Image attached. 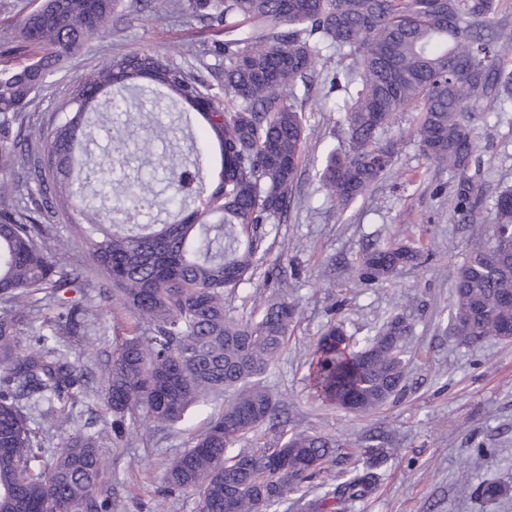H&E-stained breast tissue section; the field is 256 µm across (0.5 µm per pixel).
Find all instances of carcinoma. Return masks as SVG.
<instances>
[{
	"label": "carcinoma",
	"mask_w": 512,
	"mask_h": 512,
	"mask_svg": "<svg viewBox=\"0 0 512 512\" xmlns=\"http://www.w3.org/2000/svg\"><path fill=\"white\" fill-rule=\"evenodd\" d=\"M500 0H37L0 42V512H113L114 489L104 483L103 449L119 448L134 431L181 429L187 446L169 463L164 492L197 494L200 512H271L336 457V438L279 429L282 400L262 383L288 343L296 306L276 297L245 316L231 302L246 277L264 265L267 227L298 207L296 184L308 135V81L325 51L340 53L329 92L343 91L341 125L348 150H330L315 176L328 197L348 204L390 169L392 147L381 137L395 113L421 112L416 138L441 170H466L476 149V106L501 112L512 104V22ZM156 20L185 15L216 37L211 49L224 65L201 73L169 54L112 57L74 85L51 126L24 133V110L44 77L101 36L129 9ZM17 53L30 57L21 68ZM141 79L150 85L139 83ZM358 85L355 94L350 88ZM158 91L167 105L190 107L203 136L217 143L221 164L206 181L198 153L170 171L177 211L152 223L157 193L142 179L123 187L122 202L105 220L89 221L83 206L81 155L112 112L127 108L123 91ZM125 138L93 175L101 184L122 163ZM37 186L31 205L12 199L14 181ZM480 199L459 191L455 213L473 218ZM494 227L512 226V186L494 199ZM64 216L89 244L98 275L134 325L116 342L101 391L111 420L78 432L45 459L37 420L62 416L88 393L86 368L71 361L64 339L96 326L103 313L84 301L88 277L61 264L50 243V220ZM418 259L408 244L366 252L361 277L390 280ZM52 315L22 347L23 327ZM456 329L473 342L512 331V244L490 237L472 247L454 283ZM411 325L388 318L356 349L342 325L320 337L312 359V390L356 414L396 399L406 375ZM215 396L224 405L195 430L192 410ZM279 430L276 447L228 455L262 426ZM381 474L369 467L324 493L318 503L363 497ZM505 492L484 483L480 497Z\"/></svg>",
	"instance_id": "cac0c4a2"
}]
</instances>
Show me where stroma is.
Returning <instances> with one entry per match:
<instances>
[{"instance_id": "stroma-1", "label": "stroma", "mask_w": 512, "mask_h": 512, "mask_svg": "<svg viewBox=\"0 0 512 512\" xmlns=\"http://www.w3.org/2000/svg\"><path fill=\"white\" fill-rule=\"evenodd\" d=\"M208 35L180 14L156 22L149 14H123L110 32L92 39L77 55L46 77L27 108L25 122L47 127L68 92L113 55L152 51L176 55ZM314 82L304 110L309 133L301 160V203L287 222L265 240L266 263H281L283 295L298 305L289 342L264 382L284 401L288 428L334 436L350 455L337 457L309 492L325 490L363 468L365 449L386 439L395 453L371 492L334 505L332 512H512V491L486 504L475 495L488 480L512 487V341L487 338L474 343L452 320L453 284L472 243L492 232V200L512 186V107L476 115L477 150L467 172L448 176L423 156L414 136L419 115L396 113L385 134L394 164L385 177L348 206L327 198L313 178L329 149L344 151L339 123L344 93L323 97ZM136 110L111 114L90 146L88 166L110 150L112 132L135 142ZM479 188L476 219L452 220L463 181ZM401 240L420 250L423 261L398 278L365 282L358 276L366 247ZM85 297L106 312L104 328L70 341L72 360L100 376L115 337L132 320L112 301L104 284L93 282ZM409 318L405 345L408 366L402 394L368 414L323 402L311 390L313 350L331 324H342L352 342L374 335L392 315ZM108 419L99 401L77 402L69 418H47L39 426L45 448H59L75 430L93 432ZM187 443L176 429L134 433L127 446L110 449L108 479L118 496L116 512H199L195 494L165 495L161 481L169 460Z\"/></svg>"}]
</instances>
